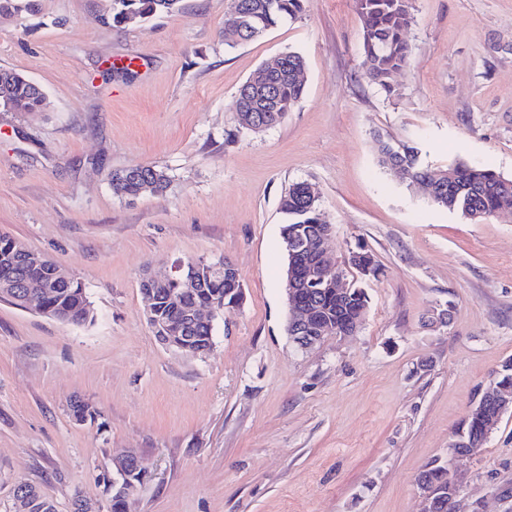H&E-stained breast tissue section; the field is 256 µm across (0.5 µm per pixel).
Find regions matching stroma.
I'll list each match as a JSON object with an SVG mask.
<instances>
[{
	"label": "stroma",
	"mask_w": 512,
	"mask_h": 512,
	"mask_svg": "<svg viewBox=\"0 0 512 512\" xmlns=\"http://www.w3.org/2000/svg\"><path fill=\"white\" fill-rule=\"evenodd\" d=\"M0 14V68L43 91L0 111V233L82 283L81 327L0 302V512L18 480L57 512L72 493L109 512L102 481L134 452L147 472L128 512H420L417 477L512 358V215L471 223L380 165L411 141L432 170L512 177V0H413L409 67L386 93L364 78L353 0H306L262 38L224 41V0L121 26L112 0H36ZM294 50L305 90L277 126L238 122L237 90ZM163 168L162 193L118 198L113 171ZM307 182L344 257L364 244L357 332L298 351L286 333L279 200ZM229 259L240 307L188 357L144 315L147 272ZM453 301L447 327L428 321ZM83 401L99 413L77 421ZM459 512H512V414L481 455L453 460Z\"/></svg>",
	"instance_id": "stroma-1"
}]
</instances>
